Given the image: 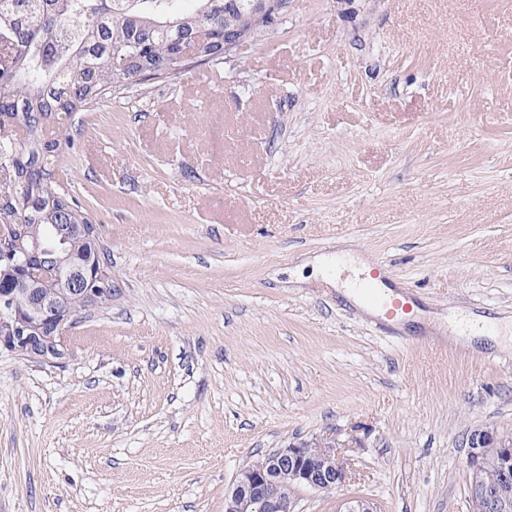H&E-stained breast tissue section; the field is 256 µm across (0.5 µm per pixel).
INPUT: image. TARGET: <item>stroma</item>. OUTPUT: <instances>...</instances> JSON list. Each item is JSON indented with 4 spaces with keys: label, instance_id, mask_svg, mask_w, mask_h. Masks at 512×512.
Here are the masks:
<instances>
[{
    "label": "stroma",
    "instance_id": "35a3bbf8",
    "mask_svg": "<svg viewBox=\"0 0 512 512\" xmlns=\"http://www.w3.org/2000/svg\"><path fill=\"white\" fill-rule=\"evenodd\" d=\"M70 133L112 299L63 364L0 351V512H224L331 433L348 480L296 512H471L464 434L512 433V0H290ZM376 263L401 325L345 295Z\"/></svg>",
    "mask_w": 512,
    "mask_h": 512
}]
</instances>
